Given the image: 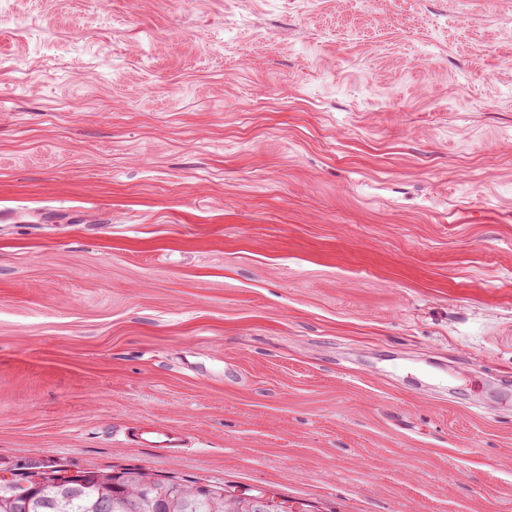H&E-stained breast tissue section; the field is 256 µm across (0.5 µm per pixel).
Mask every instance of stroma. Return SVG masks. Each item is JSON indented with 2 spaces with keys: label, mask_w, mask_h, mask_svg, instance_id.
<instances>
[{
  "label": "stroma",
  "mask_w": 512,
  "mask_h": 512,
  "mask_svg": "<svg viewBox=\"0 0 512 512\" xmlns=\"http://www.w3.org/2000/svg\"><path fill=\"white\" fill-rule=\"evenodd\" d=\"M45 466L512 512V0H0V476Z\"/></svg>",
  "instance_id": "1"
}]
</instances>
